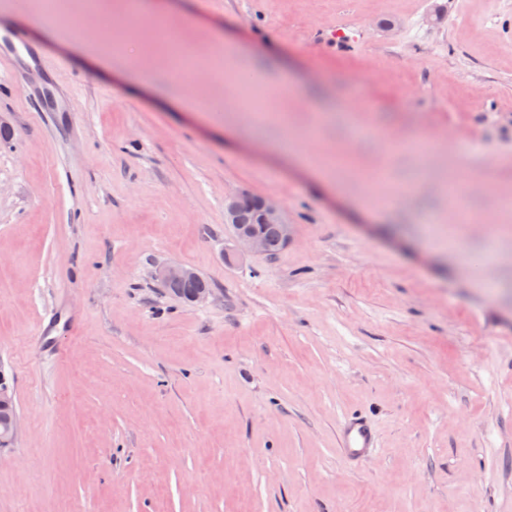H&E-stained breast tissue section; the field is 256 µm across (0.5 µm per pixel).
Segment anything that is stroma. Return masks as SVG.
Instances as JSON below:
<instances>
[{
	"label": "stroma",
	"instance_id": "obj_1",
	"mask_svg": "<svg viewBox=\"0 0 512 512\" xmlns=\"http://www.w3.org/2000/svg\"><path fill=\"white\" fill-rule=\"evenodd\" d=\"M36 2L0 23L71 109L0 68V512H512V0H174L201 60L217 33L253 51L258 80L221 90L173 77L113 0L66 27ZM117 32L151 86L83 52ZM275 74L287 127L207 111ZM287 133L347 195L267 150ZM239 190L281 204L275 258L228 260ZM492 225L502 289L474 267ZM173 263L213 296L170 295ZM55 311L80 318L46 329L64 360L37 338ZM352 411L379 440L360 466L337 450ZM197 277L198 273L193 268L179 264L163 265L156 271V278L164 286L176 282L195 280ZM166 288L173 296L188 302L191 300L192 303L202 302L211 294L209 282L201 276L196 284H171ZM192 288L196 289L190 295L189 300V294Z\"/></svg>",
	"mask_w": 512,
	"mask_h": 512
}]
</instances>
